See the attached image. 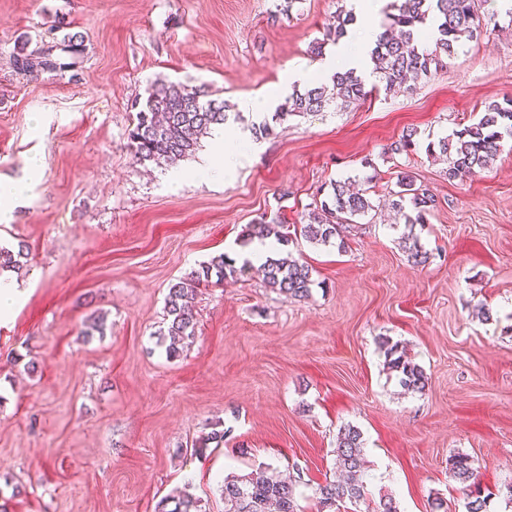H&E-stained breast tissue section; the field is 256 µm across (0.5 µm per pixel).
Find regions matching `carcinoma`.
Instances as JSON below:
<instances>
[{"label":"carcinoma","mask_w":512,"mask_h":512,"mask_svg":"<svg viewBox=\"0 0 512 512\" xmlns=\"http://www.w3.org/2000/svg\"><path fill=\"white\" fill-rule=\"evenodd\" d=\"M478 0H400L397 13L392 15V25L399 35L384 31L370 51L373 73L388 93L405 87L410 79H428L436 73L442 57L454 52L455 45L463 38L478 36L476 23ZM353 21L350 13L340 9L327 26L326 40L339 42ZM429 21L437 23L438 35L434 48L420 50L413 44L415 33ZM81 44L70 37L63 44L45 45L34 54L18 55L15 65L19 74L33 80L44 73L57 75L77 64ZM332 86L313 85L293 89L271 117L255 128L256 136L272 134V124L288 117L323 111L329 101L336 99L345 106L364 101L369 91L364 80L353 70L337 72ZM231 105L208 98L202 87L180 82L159 80L147 88L145 103L136 112L133 127L129 130V147L133 159L144 163L163 160L179 161L195 152L200 139L213 126L222 125ZM416 131L402 134L390 146L393 154H403L415 145ZM512 138V99L508 106L491 104L475 123L466 125L450 136L438 140L441 155L448 159V178L475 177L487 169L501 150L504 139ZM398 191L390 192L391 209L403 220L407 232L401 235L403 249L417 264L428 261L411 229L426 222V215L434 207L431 190L415 185L412 178L402 172L397 175ZM331 200L309 212L308 223L300 225V235L307 241L329 244L335 238H344L343 230L368 216L374 210L370 197L353 192L346 183L331 184ZM290 225L279 214H262L250 225L244 241L253 238H274L288 242ZM233 260L221 254L191 272L188 277L173 283L166 297V327L159 330L160 343L165 345L167 358L180 355L184 342L194 338L196 315L194 300L201 283L215 275L222 280L237 275ZM264 283L289 300L309 297L313 285L312 269L292 255L279 256L264 264ZM387 367L396 373L400 385L407 391L421 392L428 377L423 368L407 356L399 343H384ZM336 468L342 481L319 486L316 491L317 512H348L347 504H358L367 499V474L363 441L360 431L351 425L340 429L336 441ZM450 477L464 487L475 479L474 460L467 454L457 453L450 459ZM302 479L286 480L270 466H261L245 474L231 473L224 477L222 495L224 512H298L295 499L296 483ZM466 512H487L488 498L481 492L466 494ZM159 512H201L198 500L189 492L166 498L158 504Z\"/></svg>","instance_id":"obj_1"}]
</instances>
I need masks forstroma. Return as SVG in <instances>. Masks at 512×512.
Segmentation results:
<instances>
[{
  "instance_id": "1",
  "label": "stroma",
  "mask_w": 512,
  "mask_h": 512,
  "mask_svg": "<svg viewBox=\"0 0 512 512\" xmlns=\"http://www.w3.org/2000/svg\"><path fill=\"white\" fill-rule=\"evenodd\" d=\"M352 0H0V176L43 174L25 205L0 222V246L24 247L15 281L26 290L0 319V497L8 512H156L187 490L204 512H224V476L261 465L303 471L301 512L335 481L344 426L360 430L371 500L400 512H465L448 475L472 457L490 512L512 479V139L471 179H449L427 147L512 99V15L481 0L496 30L461 41L431 78L385 93L366 77L364 102L292 116L273 135L242 140L259 116L244 99L291 93L293 71L330 82L325 41ZM68 25L57 28L59 18ZM79 35L73 70L36 81L13 58ZM325 43L322 55L312 42ZM203 86L231 104L226 148L235 171L198 173L215 153L205 135L174 163L133 160L128 129L152 81ZM41 122H34V115ZM407 129L410 154L389 153ZM428 186L436 205L415 234L429 255L415 265L386 211L352 225L345 248L301 238L281 245L307 262L314 285L294 301L243 267L200 285L196 335L180 358L159 344L172 283L215 256H235L249 224L278 213L303 224L336 180L372 202L398 173ZM489 309L483 320L479 307ZM105 313L104 335L84 338ZM404 345L428 377L402 392L383 339ZM221 447L196 452L212 430Z\"/></svg>"
}]
</instances>
